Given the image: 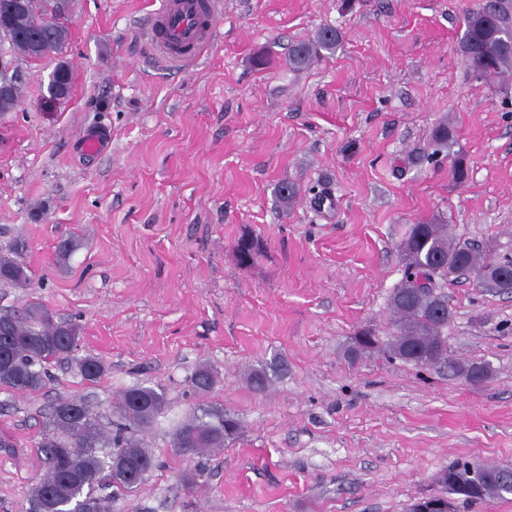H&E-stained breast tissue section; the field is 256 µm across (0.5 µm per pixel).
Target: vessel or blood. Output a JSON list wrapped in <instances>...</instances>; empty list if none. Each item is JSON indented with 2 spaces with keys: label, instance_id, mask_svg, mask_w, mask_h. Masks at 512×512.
Returning <instances> with one entry per match:
<instances>
[{
  "label": "vessel or blood",
  "instance_id": "b4317fda",
  "mask_svg": "<svg viewBox=\"0 0 512 512\" xmlns=\"http://www.w3.org/2000/svg\"><path fill=\"white\" fill-rule=\"evenodd\" d=\"M221 0H162L146 31L154 52L179 65L196 61L213 43Z\"/></svg>",
  "mask_w": 512,
  "mask_h": 512
}]
</instances>
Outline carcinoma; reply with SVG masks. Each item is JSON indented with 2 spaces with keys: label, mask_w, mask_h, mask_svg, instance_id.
I'll return each mask as SVG.
<instances>
[{
  "label": "carcinoma",
  "mask_w": 512,
  "mask_h": 512,
  "mask_svg": "<svg viewBox=\"0 0 512 512\" xmlns=\"http://www.w3.org/2000/svg\"><path fill=\"white\" fill-rule=\"evenodd\" d=\"M61 0H31L26 13H18L0 34L14 51L30 55L33 40L62 50L68 39L67 28L57 22ZM460 53L475 79L488 81L512 71V0H476L464 17ZM342 35L334 28L320 30L315 38L294 46L290 63L298 68L309 65L321 52L334 53ZM261 248L259 240L243 239L237 247L238 261L251 263ZM23 245L0 248V284L25 290L31 284L27 264L22 260ZM405 261L404 277L392 291L389 304L394 332L386 344L388 354L404 363L430 366L444 363L448 369L469 380L478 366L462 364L448 356V306L446 285L461 276L483 278L486 292H500L502 268L512 267V259L494 260L487 250L457 241L447 224H413L400 244ZM79 326L58 321L42 303L30 301L12 313L0 315V340L6 349L0 356V388L16 393L42 390L51 377L52 363L75 351ZM377 337L370 329L360 332L349 354L353 357L375 349ZM78 373L88 382L98 381L105 365L93 356L77 360ZM191 388L209 391L214 376L206 368L190 377ZM118 414L133 424L147 428L164 413V392L136 385L123 390L115 404ZM240 421L224 409L192 412L173 434L172 446L184 456H198L209 448H224L237 440ZM37 447L43 456L45 472L27 498L26 512H112V498L97 491L107 485L118 493H131L144 483L155 467V458L143 444L117 430L104 433L97 414L73 399H59L50 409L39 433ZM462 483L477 487L469 496L443 483L446 492L464 502L512 494V467L480 465L471 472L467 463H455Z\"/></svg>",
  "instance_id": "1"
}]
</instances>
